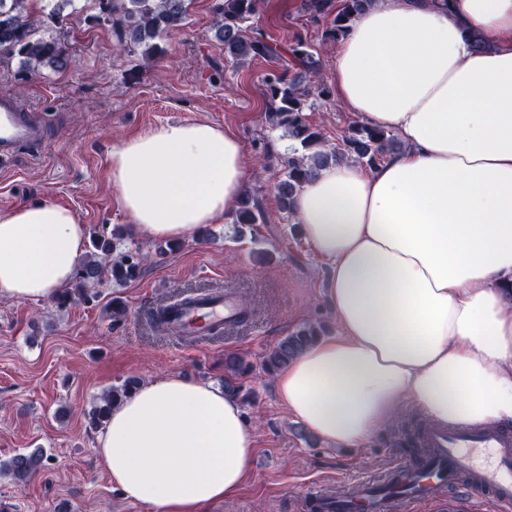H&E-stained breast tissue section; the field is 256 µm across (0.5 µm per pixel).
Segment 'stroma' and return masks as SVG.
<instances>
[{
	"label": "stroma",
	"instance_id": "35a3bbf8",
	"mask_svg": "<svg viewBox=\"0 0 512 512\" xmlns=\"http://www.w3.org/2000/svg\"><path fill=\"white\" fill-rule=\"evenodd\" d=\"M213 0H194L184 25L168 34L162 55L141 65L119 50L110 24L100 23L98 0H77L78 12L54 34L67 42L66 70L23 74L0 63V93L24 102L46 120L44 151L21 155L0 170V213L50 200L70 208L86 228L129 225L109 186L113 145L168 123L207 121L238 137L254 164L248 189L261 223L236 236L232 215L210 225L211 242L184 240L181 250L154 256L125 287L97 285L96 297L57 308L54 301H0V461L44 448L46 467L24 485L0 474V512H156L126 501L113 487L97 453V431L85 414L112 385L177 374L224 384V354L254 367L243 410L256 427L250 470L237 492L205 512H298L309 485L339 493L345 484L376 478L393 465L417 460L409 445L426 418L406 407L403 418L356 448L306 444L280 402L272 379L258 368L262 354L303 323L337 330L326 303L328 263L279 208L275 191L290 142L265 117L263 78L273 63L256 59L233 67L212 30ZM254 27L288 46L294 33L321 46L322 76L334 47H322L321 25L310 22L302 0H262ZM308 122L336 146L356 117L338 98L316 101ZM219 287L247 303V324L210 343L193 345L153 334L145 314L182 291ZM127 317L113 322L111 301Z\"/></svg>",
	"mask_w": 512,
	"mask_h": 512
}]
</instances>
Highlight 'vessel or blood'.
I'll return each instance as SVG.
<instances>
[{"label":"vessel or blood","instance_id":"vessel-or-blood-1","mask_svg":"<svg viewBox=\"0 0 512 512\" xmlns=\"http://www.w3.org/2000/svg\"><path fill=\"white\" fill-rule=\"evenodd\" d=\"M45 129L38 116L14 98L0 96V170L10 168L24 152H39ZM242 307L221 290H192L174 301L170 322L177 334L194 339L218 333L239 322ZM426 455L396 465L383 485L361 484L339 500L321 487L309 488L305 512H386L397 500L402 512L419 501L444 499L447 488L461 487L466 496L494 502L498 512H512V432L493 425L440 426L422 430Z\"/></svg>","mask_w":512,"mask_h":512}]
</instances>
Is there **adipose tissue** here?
I'll return each instance as SVG.
<instances>
[{
	"label": "adipose tissue",
	"mask_w": 512,
	"mask_h": 512,
	"mask_svg": "<svg viewBox=\"0 0 512 512\" xmlns=\"http://www.w3.org/2000/svg\"><path fill=\"white\" fill-rule=\"evenodd\" d=\"M479 31L489 48L472 49ZM338 97L404 145L376 168L330 165L295 217L331 265L338 332L274 384L319 439L353 447L404 404L444 426L512 425V0H375L337 51ZM242 143L206 121L113 146L111 188L136 235L184 240L245 193ZM50 201L0 213V300L47 301L85 251ZM253 428L233 396L167 375L113 407L96 451L113 485L157 512L236 491Z\"/></svg>",
	"instance_id": "adipose-tissue-1"
}]
</instances>
